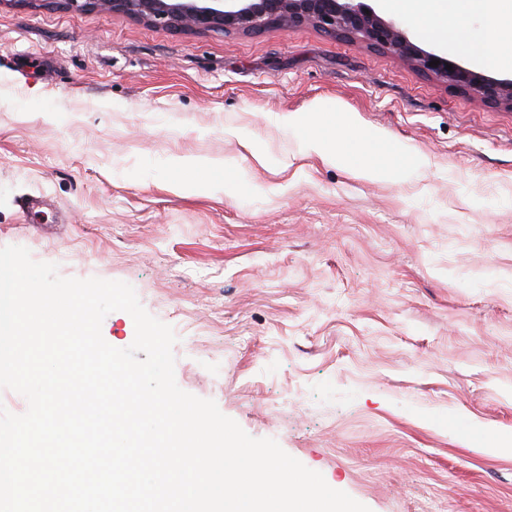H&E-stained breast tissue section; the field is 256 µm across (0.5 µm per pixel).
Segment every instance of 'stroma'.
Listing matches in <instances>:
<instances>
[{
  "label": "stroma",
  "mask_w": 512,
  "mask_h": 512,
  "mask_svg": "<svg viewBox=\"0 0 512 512\" xmlns=\"http://www.w3.org/2000/svg\"><path fill=\"white\" fill-rule=\"evenodd\" d=\"M321 106L427 167L372 181L301 156L288 118ZM182 157L250 173L231 196L182 189ZM9 245L130 284L177 337L182 390L370 512H512V455L484 441H512L511 110L311 27L0 0Z\"/></svg>",
  "instance_id": "obj_1"
}]
</instances>
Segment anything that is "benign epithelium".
<instances>
[{
	"mask_svg": "<svg viewBox=\"0 0 512 512\" xmlns=\"http://www.w3.org/2000/svg\"><path fill=\"white\" fill-rule=\"evenodd\" d=\"M83 7L199 32L255 33L273 26H310L335 38L360 40L457 92L512 110V79L484 75L419 47L364 0H83ZM434 60L440 64L430 65Z\"/></svg>",
	"mask_w": 512,
	"mask_h": 512,
	"instance_id": "7a95c632",
	"label": "benign epithelium"
}]
</instances>
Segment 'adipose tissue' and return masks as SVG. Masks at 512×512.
<instances>
[{
	"label": "adipose tissue",
	"mask_w": 512,
	"mask_h": 512,
	"mask_svg": "<svg viewBox=\"0 0 512 512\" xmlns=\"http://www.w3.org/2000/svg\"><path fill=\"white\" fill-rule=\"evenodd\" d=\"M387 11L416 17L424 37L451 41L478 65L512 66V0H382ZM480 16L481 34H473L468 19ZM312 121H328L329 128L302 141V152L323 161L351 166L364 178L404 179L426 164L419 156H406L403 149L382 147L377 135L353 128L348 114L323 110Z\"/></svg>",
	"instance_id": "1"
}]
</instances>
